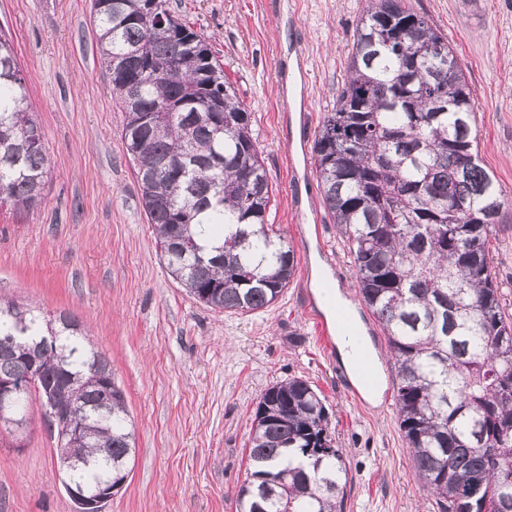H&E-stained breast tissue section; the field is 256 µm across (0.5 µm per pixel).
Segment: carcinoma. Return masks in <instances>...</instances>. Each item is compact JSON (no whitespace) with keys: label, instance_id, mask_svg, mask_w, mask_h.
Listing matches in <instances>:
<instances>
[{"label":"carcinoma","instance_id":"cac0c4a2","mask_svg":"<svg viewBox=\"0 0 512 512\" xmlns=\"http://www.w3.org/2000/svg\"><path fill=\"white\" fill-rule=\"evenodd\" d=\"M157 0H91L101 59L124 114L122 138L142 209L170 275L197 301L247 313L274 303L296 273L294 248L269 233L272 197L251 113L205 40ZM148 72L136 105L118 70ZM322 199L348 246L362 304L395 369L399 429L438 512H512V322L491 270L489 237L512 193L478 153L466 76L448 43L406 0H368L336 108L312 148ZM196 164L178 181L159 170ZM48 157L25 79L0 35V203L43 200ZM29 379L56 427L64 488L126 480L135 452L112 367L68 314L47 321L0 298V379ZM237 512H342L347 468L324 398L301 378L266 388L251 423Z\"/></svg>","mask_w":512,"mask_h":512}]
</instances>
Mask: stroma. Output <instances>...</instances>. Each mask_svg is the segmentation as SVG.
Wrapping results in <instances>:
<instances>
[{"instance_id": "obj_1", "label": "stroma", "mask_w": 512, "mask_h": 512, "mask_svg": "<svg viewBox=\"0 0 512 512\" xmlns=\"http://www.w3.org/2000/svg\"><path fill=\"white\" fill-rule=\"evenodd\" d=\"M168 3L205 36L250 112L273 188L267 220L295 249L293 280L261 310H212L169 276L121 138L123 114L100 61L90 0H0V33L13 43L49 157L39 206L0 205V294L71 314L111 361L136 452L105 512H236L257 399L294 377L320 389L328 430L346 452L344 512H437L395 408L357 401L307 316L315 268L330 265L377 353L381 393L392 395L386 338L359 301L348 248L328 215L300 224L289 206L291 191L321 190L314 165L288 164L281 91L307 99L320 124L336 106L367 0ZM410 3L461 60L480 156L512 192V0ZM491 256L512 319V208L496 227ZM29 414L23 442L0 432V512H75L40 402Z\"/></svg>"}]
</instances>
